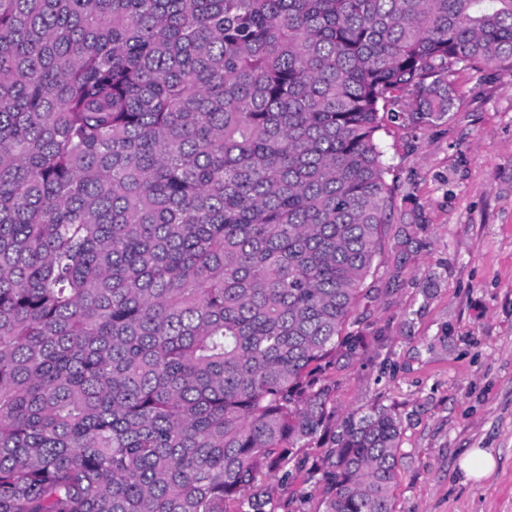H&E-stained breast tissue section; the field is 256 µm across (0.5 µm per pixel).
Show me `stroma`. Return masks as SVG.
<instances>
[{"label":"stroma","mask_w":512,"mask_h":512,"mask_svg":"<svg viewBox=\"0 0 512 512\" xmlns=\"http://www.w3.org/2000/svg\"><path fill=\"white\" fill-rule=\"evenodd\" d=\"M393 221L420 230L402 266L384 251L364 352L336 380V417L374 405L401 421L396 512H512V77L459 71L441 118H387L378 134ZM329 445L299 449L272 483L300 512L322 487L304 476ZM472 448L496 467L478 481ZM495 466L496 463L492 454L480 448H476L468 453L460 463V469L466 477L474 479L488 476Z\"/></svg>","instance_id":"1"}]
</instances>
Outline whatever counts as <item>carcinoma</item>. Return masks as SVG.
<instances>
[{
    "label": "carcinoma",
    "mask_w": 512,
    "mask_h": 512,
    "mask_svg": "<svg viewBox=\"0 0 512 512\" xmlns=\"http://www.w3.org/2000/svg\"><path fill=\"white\" fill-rule=\"evenodd\" d=\"M512 75V0H0V512H296L394 207L380 112ZM401 423L306 480L396 512ZM329 446L328 434H321V437L311 442L308 448H301L295 454L293 460L287 467L289 475L284 477L280 472L276 477H262L265 481L272 483L277 488L278 495L283 498L294 497L297 499L300 512H316L323 510L321 506L322 485L314 482L305 483L304 476L311 466L321 457ZM321 447V448H319Z\"/></svg>",
    "instance_id": "carcinoma-1"
}]
</instances>
